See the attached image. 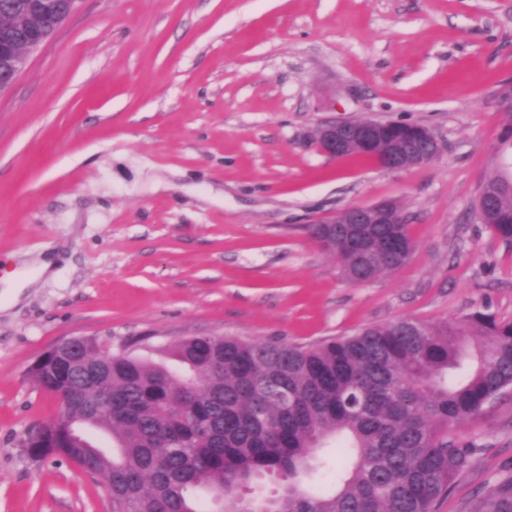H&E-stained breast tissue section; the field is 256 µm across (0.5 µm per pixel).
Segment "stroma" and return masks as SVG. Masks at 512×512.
I'll return each mask as SVG.
<instances>
[{
    "label": "stroma",
    "mask_w": 512,
    "mask_h": 512,
    "mask_svg": "<svg viewBox=\"0 0 512 512\" xmlns=\"http://www.w3.org/2000/svg\"><path fill=\"white\" fill-rule=\"evenodd\" d=\"M509 81L512 0H80L0 95V512H111L101 477L22 445L60 409L28 370L68 339L162 362L189 336L512 320V243L474 218ZM330 119L420 124L443 150L332 159ZM383 200L412 254L348 282L305 226ZM453 435L475 453L437 512L512 476V390Z\"/></svg>",
    "instance_id": "1"
}]
</instances>
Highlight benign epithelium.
Returning a JSON list of instances; mask_svg holds the SVG:
<instances>
[{
    "label": "benign epithelium",
    "mask_w": 512,
    "mask_h": 512,
    "mask_svg": "<svg viewBox=\"0 0 512 512\" xmlns=\"http://www.w3.org/2000/svg\"><path fill=\"white\" fill-rule=\"evenodd\" d=\"M27 10L12 7L0 10V94L6 92L27 67L31 54L77 9L79 0H56L52 7L41 9L37 0ZM319 150L330 158L345 155L348 147L372 155L380 166L391 170L425 167L442 150V145L424 126L410 123H383L371 120L326 121L314 131ZM402 213L393 201H379L346 207L337 213L315 220L317 224H342L348 239L361 246L369 224H392L393 216Z\"/></svg>",
    "instance_id": "obj_1"
}]
</instances>
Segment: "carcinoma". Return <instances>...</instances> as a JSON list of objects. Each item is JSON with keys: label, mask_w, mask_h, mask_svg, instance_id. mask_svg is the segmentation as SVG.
<instances>
[{"label": "carcinoma", "mask_w": 512, "mask_h": 512, "mask_svg": "<svg viewBox=\"0 0 512 512\" xmlns=\"http://www.w3.org/2000/svg\"><path fill=\"white\" fill-rule=\"evenodd\" d=\"M504 114L497 154H512V85L500 89ZM483 222L512 239V181L496 172L481 185ZM409 224H376L364 263L341 229L309 224L307 234L336 256L345 278L371 281L402 266ZM183 371L137 357L98 360L97 341L76 355L47 354L30 370L61 399L58 416L31 431L36 461L66 459L112 487V512H435L474 447L454 426L512 387V322L474 311L451 322L411 319L366 328L317 346L190 336L168 349ZM100 431L118 449L107 454ZM345 459L331 492L308 483ZM267 478L277 481L270 494ZM469 512H512V477Z\"/></svg>", "instance_id": "cac0c4a2"}]
</instances>
